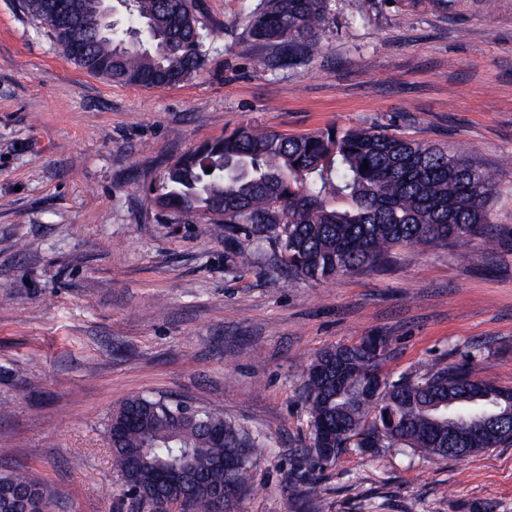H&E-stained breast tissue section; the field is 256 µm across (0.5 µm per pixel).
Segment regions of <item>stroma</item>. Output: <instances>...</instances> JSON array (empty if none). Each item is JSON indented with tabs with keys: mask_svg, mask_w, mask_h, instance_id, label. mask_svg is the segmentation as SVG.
Wrapping results in <instances>:
<instances>
[{
	"mask_svg": "<svg viewBox=\"0 0 512 512\" xmlns=\"http://www.w3.org/2000/svg\"><path fill=\"white\" fill-rule=\"evenodd\" d=\"M214 32L175 85L108 82L0 0V470L27 467L57 512H152L123 495L108 423L135 394L259 434L241 512H512V445L465 460L348 448L296 483L298 400L320 351L385 336L392 380L471 359L512 387V0H336L322 49L276 71L244 37L257 0H195ZM245 125L384 128L498 170L494 244L393 250L327 282L274 247L241 263L208 224L158 217L149 183ZM38 390H31V381Z\"/></svg>",
	"mask_w": 512,
	"mask_h": 512,
	"instance_id": "stroma-1",
	"label": "stroma"
}]
</instances>
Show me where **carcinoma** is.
Listing matches in <instances>:
<instances>
[{"label": "carcinoma", "instance_id": "carcinoma-1", "mask_svg": "<svg viewBox=\"0 0 512 512\" xmlns=\"http://www.w3.org/2000/svg\"><path fill=\"white\" fill-rule=\"evenodd\" d=\"M334 6L335 0H259L244 35L271 51L268 67L296 66L319 47ZM23 7L70 61L111 83L172 86L196 77L207 61L212 31L194 0H113L112 12L124 19L112 22L108 34L100 0H23ZM499 183L460 152L383 129L288 136L241 126L169 162L150 192L159 216L212 224L226 239L240 229L252 242L271 239L289 274L321 281L378 267L398 247L493 238L491 201ZM378 340L379 351L363 339L324 349L306 368L300 397L312 438L297 454L298 479L351 447L464 460L512 442L511 418L490 431L481 426L512 406V388L463 365L385 379L380 399L366 401V384L390 351L386 337ZM108 433L126 494L190 450V497L181 512H215L209 486L231 487L223 512H237L265 448L221 412L143 394L113 409ZM324 437L335 449L331 457L313 453ZM2 487L10 497L0 498V512H52L53 492L25 471H1Z\"/></svg>", "mask_w": 512, "mask_h": 512}]
</instances>
